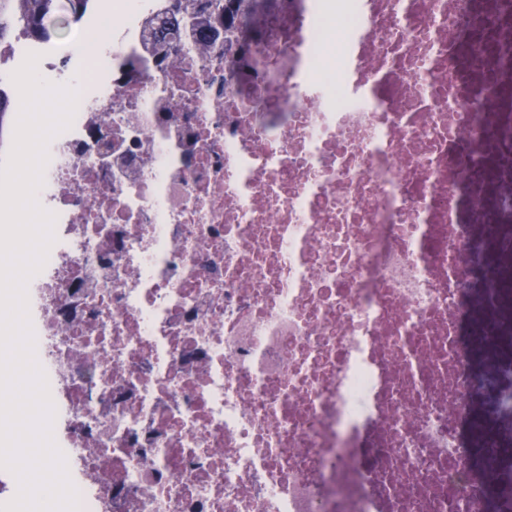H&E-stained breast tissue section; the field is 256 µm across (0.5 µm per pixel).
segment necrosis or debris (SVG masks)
<instances>
[{"label":"necrosis or debris","mask_w":512,"mask_h":512,"mask_svg":"<svg viewBox=\"0 0 512 512\" xmlns=\"http://www.w3.org/2000/svg\"><path fill=\"white\" fill-rule=\"evenodd\" d=\"M111 23L28 291L78 512H512V0ZM58 81L70 51L14 31Z\"/></svg>","instance_id":"necrosis-or-debris-1"}]
</instances>
